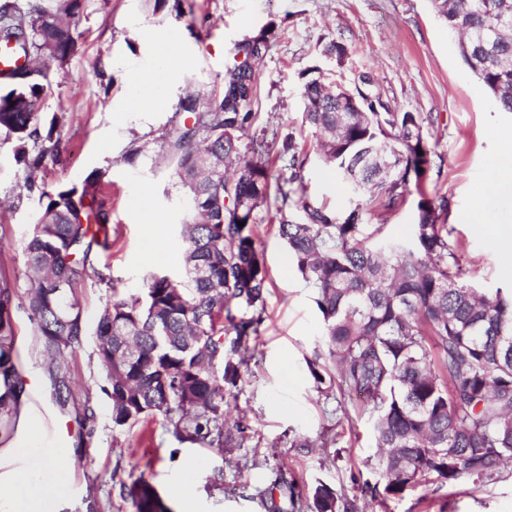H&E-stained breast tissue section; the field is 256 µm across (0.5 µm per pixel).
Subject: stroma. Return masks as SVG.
Wrapping results in <instances>:
<instances>
[{"label": "stroma", "instance_id": "1", "mask_svg": "<svg viewBox=\"0 0 512 512\" xmlns=\"http://www.w3.org/2000/svg\"><path fill=\"white\" fill-rule=\"evenodd\" d=\"M271 23L278 37L258 65L260 110L269 128L296 131L307 157L308 202L341 214L351 197L334 166L320 157L315 135L302 125L301 73L315 65L337 70L349 86L370 75L403 110L424 116L432 166L422 193L408 194L388 213L364 211V223L382 225L390 241L409 244L420 195L447 199L442 220L461 247L468 281L481 289L512 286L502 275L491 233L470 222L476 195L487 189L504 139L512 135V112L499 110L462 61L432 0H86L71 21L77 54L63 66L41 62L53 81L41 110L58 116L64 148L31 177L36 191L26 188L30 177L14 161L13 142L0 135V288L13 291L24 383L16 420L0 429V486L10 483L13 450L26 441L43 408L49 415L43 429L67 436L57 464L69 485L81 488L49 500L43 512H134L120 496L121 483L134 475L151 481L171 512H267L259 492L277 481L303 496L328 485L357 497L361 512H512L510 467L491 481L463 476L440 488L423 486L383 499L363 495L379 461L372 422L353 403L337 411L335 397L317 388L309 365L326 352L323 318L296 265L282 263L288 247L274 218L257 228L269 271L259 348L230 399V419L248 427L242 447L218 450L179 441L159 417L114 428L92 336L108 293L93 278L77 291L88 334L67 355L70 395L61 402L55 397L53 370L31 320L23 252L38 189L79 186L92 171H102L110 184L103 199L112 227L109 248L92 256L95 270L126 296L143 295L149 275L183 277L182 263L164 255L182 247L185 199L160 164L161 136L175 121L180 97L190 89L207 94L232 65L235 43ZM152 31L165 34L193 65L172 75L159 109L136 112L139 91L127 75L134 68H158ZM336 40L351 48L340 66L323 54ZM146 210L166 218L157 238H149L141 222ZM325 437L335 438V445L321 447ZM240 459L246 469L236 468ZM191 469L197 472L193 494L182 502L170 489Z\"/></svg>", "mask_w": 512, "mask_h": 512}]
</instances>
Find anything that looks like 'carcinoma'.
Wrapping results in <instances>:
<instances>
[{"instance_id": "carcinoma-1", "label": "carcinoma", "mask_w": 512, "mask_h": 512, "mask_svg": "<svg viewBox=\"0 0 512 512\" xmlns=\"http://www.w3.org/2000/svg\"><path fill=\"white\" fill-rule=\"evenodd\" d=\"M85 0H3L0 30H29L25 58L65 64L78 50L65 19ZM460 57L503 112H512V0H438ZM266 26L242 41L222 82L202 98L187 93L184 114L163 137V164L189 201L181 235L184 277L151 275L144 296L111 291L95 328L112 423L131 427L160 416L181 440L241 446L245 427L224 430V402L254 356L265 310L268 270L256 226L275 208L279 236L315 290L330 364H310L319 386L341 400L355 396L373 420L379 454L374 495H400L461 475L492 479L512 464V291L471 287L452 228L448 201L427 197L428 148L410 142L421 115L376 95L375 112H348L342 91L311 77L303 83L302 123L319 136L355 202L343 214L304 199L306 156L294 133L267 138L254 61L275 40ZM325 55L342 65L347 44ZM249 104L238 109L236 88ZM52 91L48 73L0 92V132L15 141L18 166L34 172L61 145L59 118L40 112ZM89 174L82 188L40 190L25 255L34 272L29 309L43 350L61 368L64 350L85 333L75 289L93 269V249L109 248L111 212L99 199L108 184ZM420 200L415 243L377 244L383 225L362 231L363 212L393 211L409 185ZM296 206L301 218L286 213ZM12 293L0 289V426L17 416L22 382L15 355ZM135 512H170L144 477L121 484ZM291 512H356L353 500L321 484L311 498L290 496Z\"/></svg>"}]
</instances>
